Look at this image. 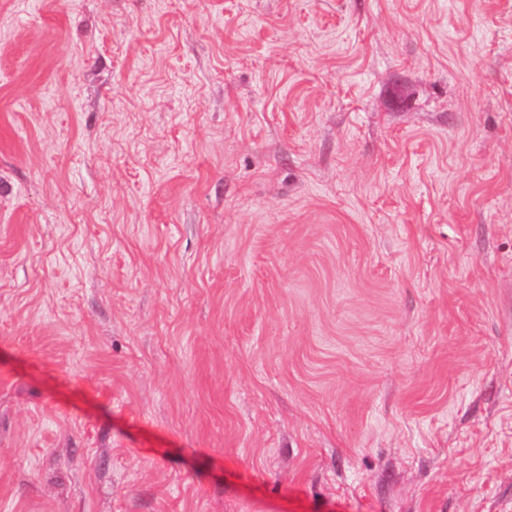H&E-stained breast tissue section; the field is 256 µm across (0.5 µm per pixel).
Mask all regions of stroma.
I'll return each mask as SVG.
<instances>
[{
    "instance_id": "stroma-1",
    "label": "stroma",
    "mask_w": 512,
    "mask_h": 512,
    "mask_svg": "<svg viewBox=\"0 0 512 512\" xmlns=\"http://www.w3.org/2000/svg\"><path fill=\"white\" fill-rule=\"evenodd\" d=\"M0 512H512V0H0Z\"/></svg>"
}]
</instances>
